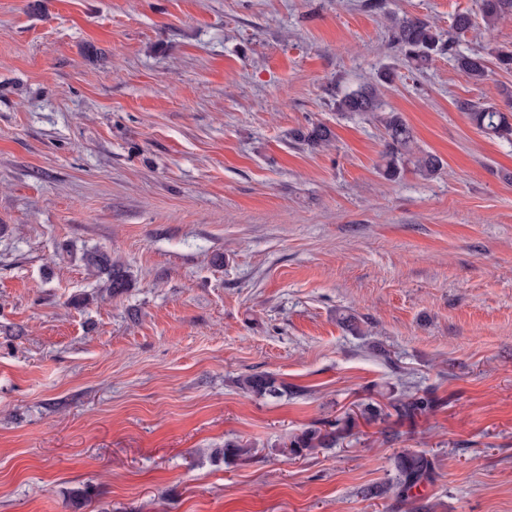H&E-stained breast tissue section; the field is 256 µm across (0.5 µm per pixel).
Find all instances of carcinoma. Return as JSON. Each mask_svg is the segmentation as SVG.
<instances>
[{
    "label": "carcinoma",
    "mask_w": 512,
    "mask_h": 512,
    "mask_svg": "<svg viewBox=\"0 0 512 512\" xmlns=\"http://www.w3.org/2000/svg\"><path fill=\"white\" fill-rule=\"evenodd\" d=\"M481 19L485 28L491 30L497 24L512 15V0H481ZM474 27L471 14L464 12L454 16L452 30L463 36ZM391 42L393 47L404 57L408 65L418 71L428 68L439 56L446 55L455 67L468 80L475 83L489 78L492 69L485 58L478 54H468L457 48L453 37H444L429 21L419 17L396 18L391 24ZM508 111L503 112L494 105L477 104L470 101L460 102L459 109L464 112L469 122L485 135L512 144V90H503ZM336 111L348 113H371L384 129L385 160L384 172L394 178L400 174V165L409 161L422 176H433L443 167L442 159L429 152L415 151V137L401 113L394 110H382L378 87L363 86L343 94L336 99ZM289 137L312 149L323 148L331 142L333 131L324 124L297 128ZM82 261L90 275L104 279V288L112 294L119 295L130 287V274L127 268L112 258V254L101 249L87 250ZM237 385L243 393L259 397L278 399L288 393V386L268 373H251L237 379ZM391 411L368 404L363 416L368 420L381 416L397 415L399 418H414L433 411L436 403L433 399L418 393L404 392L388 402ZM348 430V425L335 423L328 427L313 424L298 434L287 438L283 443L294 457H305L318 448H333L336 442ZM251 448L237 440L224 442V447L215 449V454L225 460L247 458ZM396 481L376 490L378 495L389 493L407 506L410 512H431L432 505L423 504L413 494V489L433 479V464L423 452L404 449L395 458Z\"/></svg>",
    "instance_id": "1"
}]
</instances>
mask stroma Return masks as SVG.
<instances>
[{"instance_id":"stroma-1","label":"stroma","mask_w":512,"mask_h":512,"mask_svg":"<svg viewBox=\"0 0 512 512\" xmlns=\"http://www.w3.org/2000/svg\"><path fill=\"white\" fill-rule=\"evenodd\" d=\"M461 11L478 0H0V512H407L366 493L404 448L434 463V512H512V145L457 107L501 103L512 72H419L388 44L391 16L446 33ZM459 45L512 48V18ZM388 68L434 177H387L380 123L336 110ZM315 123L330 147L291 142ZM254 372L289 395H245ZM408 390L440 404L357 418ZM348 412L336 447L280 452ZM235 439L251 457L214 456ZM82 261L90 275L105 278L104 288L112 294L119 295L130 287V274L127 268L112 258V254L101 249L87 250Z\"/></svg>"}]
</instances>
